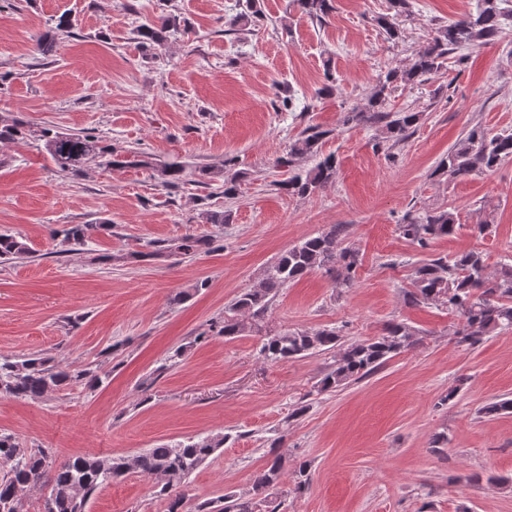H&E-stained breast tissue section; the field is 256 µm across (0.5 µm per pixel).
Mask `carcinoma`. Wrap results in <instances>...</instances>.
<instances>
[{
	"mask_svg": "<svg viewBox=\"0 0 512 512\" xmlns=\"http://www.w3.org/2000/svg\"><path fill=\"white\" fill-rule=\"evenodd\" d=\"M308 16L324 21L333 11V0H295ZM410 0H390L392 15L377 19L386 39L400 38L397 17L409 11ZM512 26V0H477L475 10L437 28L434 35L403 67L393 68L378 77L365 103L346 113L345 123L374 128L384 134V141L395 143L408 138L423 120L424 113L411 110L390 112L388 99L399 86L422 83L440 72L448 55L473 50L500 37ZM177 17L162 16L138 29L141 42L160 47L171 37L183 36ZM330 134L319 126H308L289 147L288 156L277 160L279 167H291L298 158H310L314 165L282 181L274 182L280 190L307 196L336 179V156H320L319 145ZM43 143L50 160L60 171L80 176L94 163L100 167L148 166L150 162L130 152V157H114L112 145L91 132L65 133L49 128L33 130L16 116H0V142L28 139ZM512 159V132L493 133L475 125L441 158L432 175L450 180L472 174L495 171ZM163 184L174 186L182 180L183 168L177 163L161 167ZM111 224H66L50 231L52 239L75 247H84L95 230H109ZM460 228L457 215L448 209L407 215L398 225L400 235L421 248L435 239L453 235ZM348 225L332 224L315 236L288 248L267 268L264 278L254 288L243 292L224 314L214 320L211 329L226 339L259 328L279 289L296 283L315 270L329 275L338 288L353 285L362 255L346 244ZM213 239L187 237L178 245L137 252L140 257L209 253ZM29 254L24 239L12 233H0V260L21 259ZM411 305H432L461 319L454 332L457 343L473 347L497 330L512 329V257L490 272L484 255L468 250L454 255L427 259L417 265L411 287L403 291ZM415 330L404 322L392 321L379 336L346 344L339 331L320 328L310 331H276L264 334L260 346L263 359L271 364L288 363L316 353H331L334 364L319 381L317 391L335 392L351 381L362 380L390 359L415 344ZM102 379L88 368L49 366L41 358L18 359L0 355V395L15 399H38L64 387L79 386L92 390ZM224 439L209 436L148 448L137 454L102 458L83 454L57 462L44 448H23L10 434L0 433V512H20V493L42 483L52 473L48 497L52 512H84L87 502L101 488L128 474L148 475L157 480V494L166 502V512H184L187 480L214 452ZM284 463L273 458L255 476L251 497L226 495L223 505L214 500H196L195 512H262L269 491L281 480Z\"/></svg>",
	"mask_w": 512,
	"mask_h": 512,
	"instance_id": "cac0c4a2",
	"label": "carcinoma"
}]
</instances>
